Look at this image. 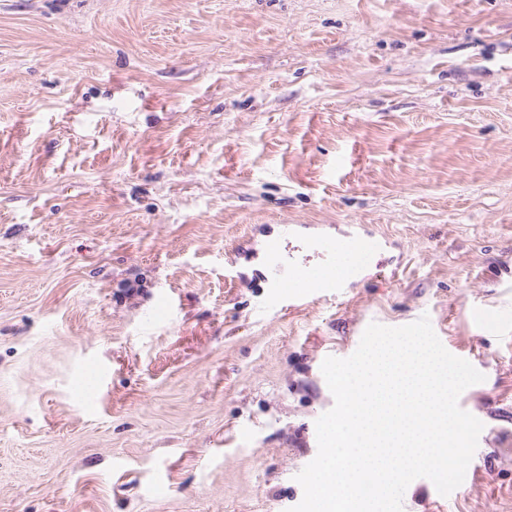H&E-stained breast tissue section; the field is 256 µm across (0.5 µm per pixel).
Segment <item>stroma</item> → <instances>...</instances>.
Segmentation results:
<instances>
[{
    "instance_id": "obj_1",
    "label": "stroma",
    "mask_w": 512,
    "mask_h": 512,
    "mask_svg": "<svg viewBox=\"0 0 512 512\" xmlns=\"http://www.w3.org/2000/svg\"><path fill=\"white\" fill-rule=\"evenodd\" d=\"M282 224L387 246L281 307ZM424 315L485 465L405 510L512 512V0H0V512H289L324 359Z\"/></svg>"
}]
</instances>
